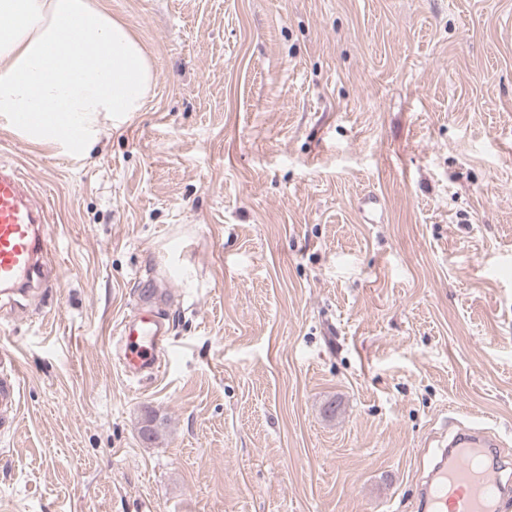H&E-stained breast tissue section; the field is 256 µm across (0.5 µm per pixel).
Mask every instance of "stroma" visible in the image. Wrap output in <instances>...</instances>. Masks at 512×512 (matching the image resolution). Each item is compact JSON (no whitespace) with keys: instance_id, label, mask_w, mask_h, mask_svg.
<instances>
[{"instance_id":"obj_1","label":"stroma","mask_w":512,"mask_h":512,"mask_svg":"<svg viewBox=\"0 0 512 512\" xmlns=\"http://www.w3.org/2000/svg\"><path fill=\"white\" fill-rule=\"evenodd\" d=\"M97 3L143 111L80 160L0 123L60 261L0 293V512H415L452 418L512 457V0ZM160 301V293L149 292L141 307L119 323L114 338L120 366L129 378L148 379L162 370L170 333L166 319L155 308ZM5 364L9 367H5ZM21 388L16 357L0 352V428L17 421L20 413Z\"/></svg>"}]
</instances>
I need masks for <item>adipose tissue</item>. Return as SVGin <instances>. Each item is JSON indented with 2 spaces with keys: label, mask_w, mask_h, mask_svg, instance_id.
Masks as SVG:
<instances>
[{
  "label": "adipose tissue",
  "mask_w": 512,
  "mask_h": 512,
  "mask_svg": "<svg viewBox=\"0 0 512 512\" xmlns=\"http://www.w3.org/2000/svg\"><path fill=\"white\" fill-rule=\"evenodd\" d=\"M154 67L95 0H0V120L77 158L142 111Z\"/></svg>",
  "instance_id": "ef3b65f1"
}]
</instances>
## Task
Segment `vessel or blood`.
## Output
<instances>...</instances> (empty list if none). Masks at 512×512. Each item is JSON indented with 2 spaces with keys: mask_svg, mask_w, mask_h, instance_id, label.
Wrapping results in <instances>:
<instances>
[{
  "mask_svg": "<svg viewBox=\"0 0 512 512\" xmlns=\"http://www.w3.org/2000/svg\"><path fill=\"white\" fill-rule=\"evenodd\" d=\"M52 215L29 182L0 165V286L26 287L54 263L47 239ZM161 295L149 292L141 307L121 320L116 348L124 374L157 376L169 345V329L156 310ZM18 361L0 352V426L20 413ZM421 512H512V477L507 476L498 441L486 431L463 428L441 452L422 488Z\"/></svg>",
  "mask_w": 512,
  "mask_h": 512,
  "instance_id": "1",
  "label": "vessel or blood"
}]
</instances>
